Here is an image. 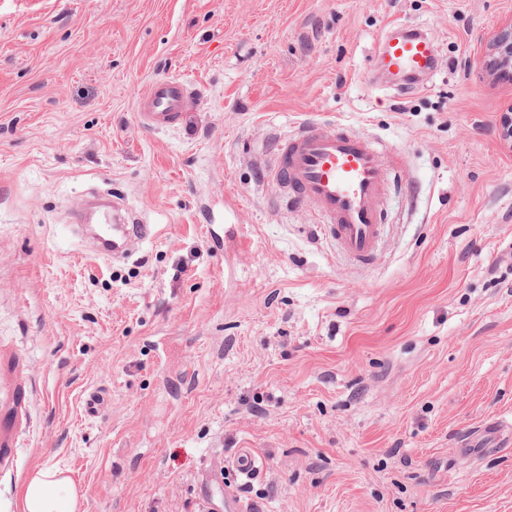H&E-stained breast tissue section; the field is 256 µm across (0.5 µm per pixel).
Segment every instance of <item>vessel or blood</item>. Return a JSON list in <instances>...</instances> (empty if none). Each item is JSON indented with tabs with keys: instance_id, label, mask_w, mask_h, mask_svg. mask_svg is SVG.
Listing matches in <instances>:
<instances>
[{
	"instance_id": "b4317fda",
	"label": "vessel or blood",
	"mask_w": 512,
	"mask_h": 512,
	"mask_svg": "<svg viewBox=\"0 0 512 512\" xmlns=\"http://www.w3.org/2000/svg\"><path fill=\"white\" fill-rule=\"evenodd\" d=\"M383 73L418 77L435 70V47L427 36L397 30L377 46ZM192 86L178 77L151 82L138 100L145 127L164 130L192 109ZM396 166L375 140L343 124L302 122L287 139L276 142L268 170L273 185L296 203L311 209L324 234L353 265L372 264L381 242L384 199L395 179ZM138 220L102 216L95 235L96 251L124 256L131 244L149 236Z\"/></svg>"
}]
</instances>
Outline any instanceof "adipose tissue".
<instances>
[{
	"instance_id": "1",
	"label": "adipose tissue",
	"mask_w": 512,
	"mask_h": 512,
	"mask_svg": "<svg viewBox=\"0 0 512 512\" xmlns=\"http://www.w3.org/2000/svg\"><path fill=\"white\" fill-rule=\"evenodd\" d=\"M80 496L70 479L56 467H35L21 493L22 512H78Z\"/></svg>"
}]
</instances>
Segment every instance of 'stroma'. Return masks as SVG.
Returning <instances> with one entry per match:
<instances>
[{
	"label": "stroma",
	"instance_id": "1",
	"mask_svg": "<svg viewBox=\"0 0 512 512\" xmlns=\"http://www.w3.org/2000/svg\"><path fill=\"white\" fill-rule=\"evenodd\" d=\"M511 20L512 0H0V512L39 464L82 512H225L228 489L244 512H512V81L483 66ZM396 25L435 45L421 88L374 83ZM166 76L196 104L144 129ZM307 119L401 158L371 265L264 178ZM92 188L153 227L124 260L62 231Z\"/></svg>",
	"mask_w": 512,
	"mask_h": 512
}]
</instances>
